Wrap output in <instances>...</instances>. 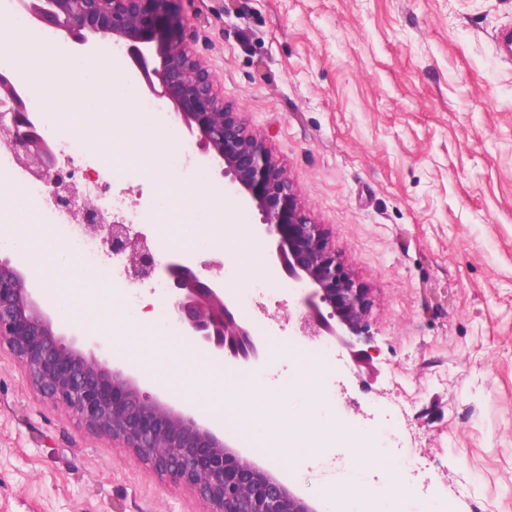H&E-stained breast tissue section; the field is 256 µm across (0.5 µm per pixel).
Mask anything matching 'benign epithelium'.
Segmentation results:
<instances>
[{"mask_svg": "<svg viewBox=\"0 0 512 512\" xmlns=\"http://www.w3.org/2000/svg\"><path fill=\"white\" fill-rule=\"evenodd\" d=\"M182 0H18L16 15L30 30L51 28L91 51L117 45L137 67L145 90L164 98L205 159L224 178V197L259 215L257 237L275 245L273 258L304 291L297 314L301 336H330L351 357L372 341L373 299L336 254L322 225L301 204L286 166L254 132L244 113L224 103L215 74L187 40ZM0 134L46 187L50 198L78 208L91 223L85 233L127 262L132 283L156 280L167 313L219 364L257 366L264 343L250 316L235 313L197 266L163 258L126 224L109 222L96 203L62 179L53 146L31 133L13 86L0 84ZM6 351L42 399L74 416L90 433L112 440L165 482L194 491L204 512H318L274 471L224 441L200 417L141 387L121 367L86 354L53 324L33 295L24 272L0 259V351Z\"/></svg>", "mask_w": 512, "mask_h": 512, "instance_id": "7a95c632", "label": "benign epithelium"}]
</instances>
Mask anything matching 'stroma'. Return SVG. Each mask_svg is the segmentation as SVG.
<instances>
[{"label":"stroma","mask_w":512,"mask_h":512,"mask_svg":"<svg viewBox=\"0 0 512 512\" xmlns=\"http://www.w3.org/2000/svg\"><path fill=\"white\" fill-rule=\"evenodd\" d=\"M197 57L226 102L244 112L286 165L301 203L375 298L371 367L345 358L321 377L341 399L337 430L284 465L303 496L353 479L385 489L387 472L355 475L352 447L376 422L396 419L419 480L456 501V512H512V57L497 36L512 29V0H183ZM132 140L135 194L156 206L160 163L176 193L192 197L174 218L165 253L215 263L226 295L266 282L265 310L297 308L271 243L234 236L259 220L227 202L220 247L198 250L212 224L196 221L223 191L205 164L185 179L171 149L148 142L140 109L108 99L80 114L81 134ZM36 293L60 331L111 365H124L107 324L89 326L54 305L35 270ZM250 309L267 359L260 405L286 425L319 401L292 358L289 326L267 331ZM188 490L38 399L0 353V512H200Z\"/></svg>","instance_id":"stroma-1"}]
</instances>
